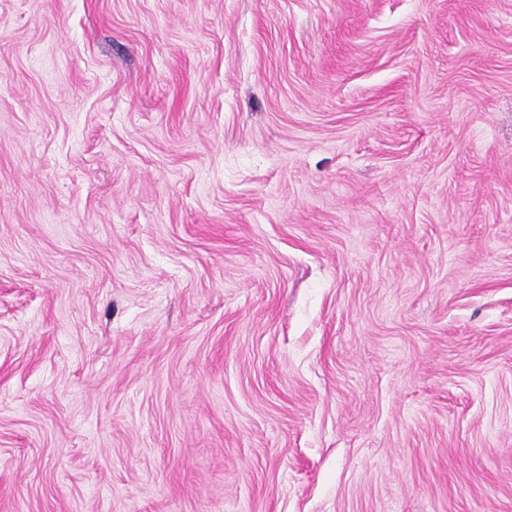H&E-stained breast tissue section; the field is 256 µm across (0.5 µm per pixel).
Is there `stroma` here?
I'll use <instances>...</instances> for the list:
<instances>
[{"label":"stroma","instance_id":"obj_1","mask_svg":"<svg viewBox=\"0 0 512 512\" xmlns=\"http://www.w3.org/2000/svg\"><path fill=\"white\" fill-rule=\"evenodd\" d=\"M0 512H512V0H0Z\"/></svg>","mask_w":512,"mask_h":512}]
</instances>
